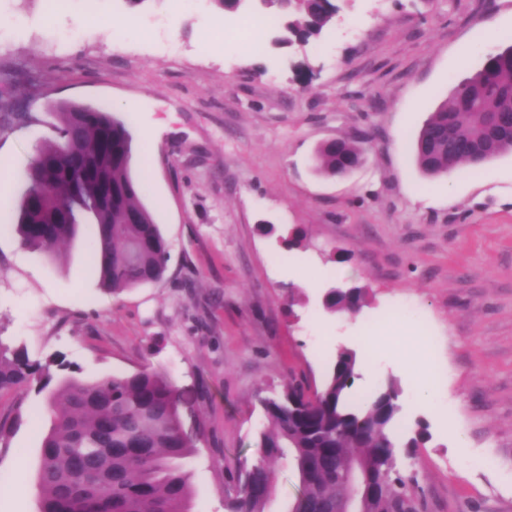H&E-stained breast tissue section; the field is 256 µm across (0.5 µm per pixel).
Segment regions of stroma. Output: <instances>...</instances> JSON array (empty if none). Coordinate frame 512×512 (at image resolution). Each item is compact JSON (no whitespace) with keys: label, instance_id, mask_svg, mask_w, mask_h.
I'll list each match as a JSON object with an SVG mask.
<instances>
[{"label":"stroma","instance_id":"35a3bbf8","mask_svg":"<svg viewBox=\"0 0 512 512\" xmlns=\"http://www.w3.org/2000/svg\"><path fill=\"white\" fill-rule=\"evenodd\" d=\"M335 22L310 44L229 49L235 13L204 0L184 8L178 37L163 26L173 0H146L158 20L116 40L124 0H0L17 31L0 45V128L11 158L0 201V341L36 361L59 352L95 380L143 366L175 386L196 451L191 512H224L225 464L254 457L266 426L259 396L287 379L321 388L337 352H357V385L401 389L400 431L430 438L415 458L418 512H512V153L478 171L426 178L412 142L436 105L512 38V0H335ZM84 23L64 50L55 32ZM119 110L134 137L133 175L171 247L165 279L115 296L88 275L86 231L56 257L21 246L12 226L23 175L56 139L54 104ZM361 131L362 165L345 176L314 169L317 146ZM153 147H146V137ZM300 231L293 249L280 239ZM317 286H303L306 276ZM366 288L358 315L326 314L323 289ZM416 309L435 338L390 323ZM381 342L363 353L362 328ZM432 360L439 393L421 407L406 347ZM37 383L0 392V512H38L34 479L50 413Z\"/></svg>","mask_w":512,"mask_h":512}]
</instances>
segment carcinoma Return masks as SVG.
<instances>
[{"instance_id":"1","label":"carcinoma","mask_w":512,"mask_h":512,"mask_svg":"<svg viewBox=\"0 0 512 512\" xmlns=\"http://www.w3.org/2000/svg\"><path fill=\"white\" fill-rule=\"evenodd\" d=\"M288 12L286 39L307 43L335 21L333 0H267ZM58 139L37 149L24 174L27 190L15 222L21 245L55 255L57 245L90 228L93 264L101 289L118 294L160 282L169 243L142 202L145 183L132 173L133 136L114 109L61 102L55 106ZM512 152V45L489 52L482 68L456 86L429 115L413 145L428 177L448 169H476ZM364 157V140L321 143L316 171L336 177L349 159ZM62 214L65 223L54 224ZM365 289L338 290L332 311L355 310ZM57 356L30 361L0 341V391L41 382L51 422L43 434L36 490L40 512H190L193 496L182 460L194 443L182 431L174 385L144 367L88 381L72 375ZM356 354L341 351L316 400L293 381L260 399L268 425L257 436V456L239 459L224 485V512H266L275 491V467L289 460L298 476L290 512H338L349 474L374 487L357 500L361 512H416V476L397 466L399 449L412 455L425 427L411 437L393 431L400 387L385 381L356 400Z\"/></svg>"}]
</instances>
